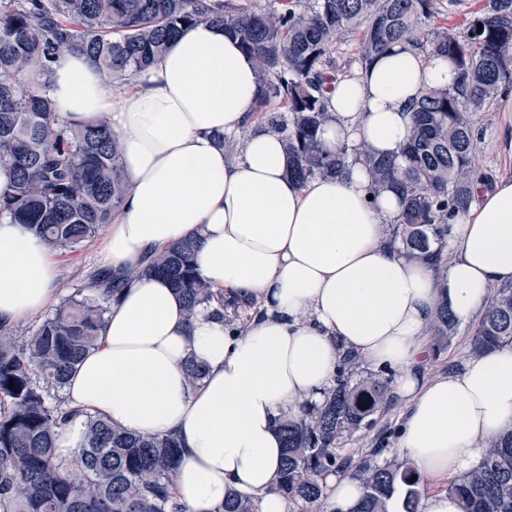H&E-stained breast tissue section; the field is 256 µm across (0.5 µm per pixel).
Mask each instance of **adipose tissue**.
<instances>
[{
	"label": "adipose tissue",
	"instance_id": "obj_1",
	"mask_svg": "<svg viewBox=\"0 0 512 512\" xmlns=\"http://www.w3.org/2000/svg\"><path fill=\"white\" fill-rule=\"evenodd\" d=\"M51 81L65 121L104 114L119 138L126 193L100 262L136 273L64 394L71 408L130 432L174 433V489L187 512H220L235 492L257 494L259 512H286L272 490L279 426L321 402L349 353L397 370L398 447L426 480L439 485L467 471L489 439L512 430L511 346L457 373L422 368L438 302L465 324L493 288L512 285V177L451 217L452 260L439 278L388 238L399 195H371L360 161L303 185L289 177L281 136L249 117L254 64L223 27L184 29L121 86L79 52ZM454 81L446 58L395 45L328 92L334 120L322 143L398 156L413 99ZM218 133L240 139L237 155L225 154ZM188 236L199 239L201 277L225 301L255 304L237 327L206 307L187 316L168 280L146 273L156 252ZM58 278L42 241L0 219V324L48 310ZM190 359L206 367L195 386L184 371Z\"/></svg>",
	"mask_w": 512,
	"mask_h": 512
}]
</instances>
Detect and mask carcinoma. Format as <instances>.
<instances>
[{"label": "carcinoma", "mask_w": 512, "mask_h": 512, "mask_svg": "<svg viewBox=\"0 0 512 512\" xmlns=\"http://www.w3.org/2000/svg\"><path fill=\"white\" fill-rule=\"evenodd\" d=\"M465 0H0V165L13 170L0 196L10 216L49 250L76 249L98 236L123 202L126 185L119 142L107 116L68 125L55 112L51 74L64 55L84 54L114 82L160 55L180 31L209 22L224 27L256 64L259 79L251 116L279 134L288 174L303 183L340 174L348 151L323 149L319 133L333 119L324 98L344 75L337 49L358 36L354 62L371 64L396 43L428 48L448 59L455 83L428 88L414 104L400 158L358 148L373 194L391 188L402 212L391 240L435 274H447L445 247L451 213L474 199V184L490 177L476 164V113L512 86V0H486L463 31L431 22ZM482 30H477L478 25ZM194 237L155 255L146 271L164 276L188 316L213 299L197 272ZM132 271L102 269L38 323L0 324V512H184L172 493L179 444L170 434L141 436L107 418L69 409L62 391L105 328L109 302ZM458 323L438 303L428 325L432 354L451 343ZM512 345V286L492 291L471 328L469 354ZM348 356L336 382L304 418L281 425L285 454L273 491L300 500L311 512H331L325 478L350 461L336 442L381 406L388 384L356 381ZM84 417V440L64 463L55 453L59 430ZM415 471L386 462L364 467V492L355 512H386V500L404 492V512H418ZM448 493L463 512H512V431L491 439L474 468L453 480ZM258 497L237 493L222 512H257Z\"/></svg>", "instance_id": "1"}]
</instances>
